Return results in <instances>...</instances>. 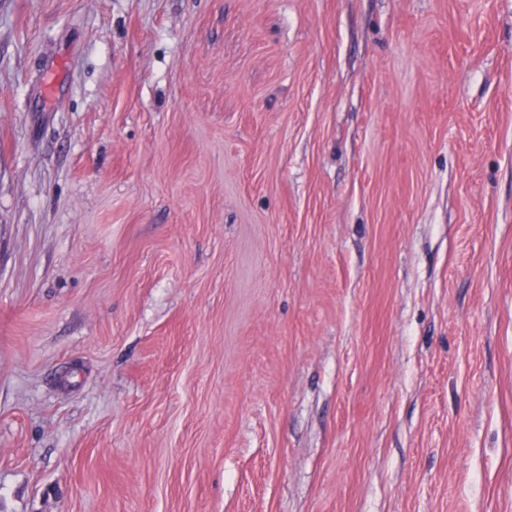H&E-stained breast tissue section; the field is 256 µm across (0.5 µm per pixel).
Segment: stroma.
I'll return each instance as SVG.
<instances>
[{"instance_id":"obj_1","label":"stroma","mask_w":512,"mask_h":512,"mask_svg":"<svg viewBox=\"0 0 512 512\" xmlns=\"http://www.w3.org/2000/svg\"><path fill=\"white\" fill-rule=\"evenodd\" d=\"M0 512H512V0H0Z\"/></svg>"}]
</instances>
